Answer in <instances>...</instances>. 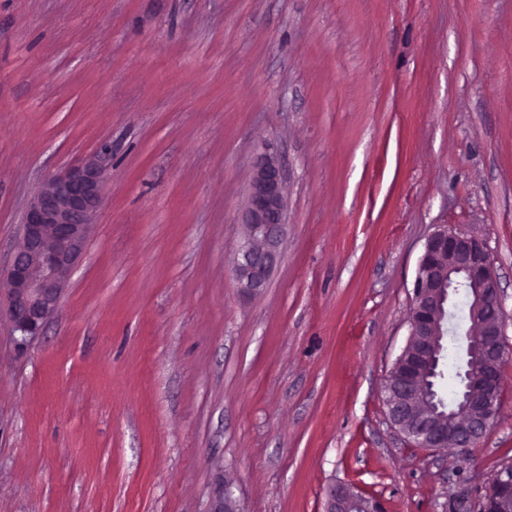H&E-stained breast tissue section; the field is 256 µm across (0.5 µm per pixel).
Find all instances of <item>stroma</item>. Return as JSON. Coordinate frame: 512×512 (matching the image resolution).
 Here are the masks:
<instances>
[{"label":"stroma","mask_w":512,"mask_h":512,"mask_svg":"<svg viewBox=\"0 0 512 512\" xmlns=\"http://www.w3.org/2000/svg\"><path fill=\"white\" fill-rule=\"evenodd\" d=\"M288 233L233 275L256 154ZM108 151L58 313H0V512H476L512 462V0H0V272L50 176ZM447 226L500 277L491 435L422 450L382 385L417 264ZM455 295L440 390L469 326ZM323 512H389L387 502L354 486L330 485L325 490Z\"/></svg>","instance_id":"35a3bbf8"}]
</instances>
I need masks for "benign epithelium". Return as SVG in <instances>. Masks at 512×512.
Masks as SVG:
<instances>
[{"instance_id": "benign-epithelium-1", "label": "benign epithelium", "mask_w": 512, "mask_h": 512, "mask_svg": "<svg viewBox=\"0 0 512 512\" xmlns=\"http://www.w3.org/2000/svg\"><path fill=\"white\" fill-rule=\"evenodd\" d=\"M107 152L48 178L24 210L20 235L6 270L5 313L23 336L40 334L56 312L75 265L85 253L101 200ZM284 177L273 148L264 143L256 158L242 212L243 240L234 257L238 287L248 294L266 288L286 234ZM469 288L470 327L460 392L440 410L429 379L443 349V322L459 285ZM505 314L500 280L482 238L448 227L428 236L419 260L409 311V340L395 360L383 403L392 426L415 448L465 451L493 430L501 406L500 368ZM512 465L485 487L480 512H508ZM323 512H389L387 502L353 486L330 485Z\"/></svg>"}]
</instances>
